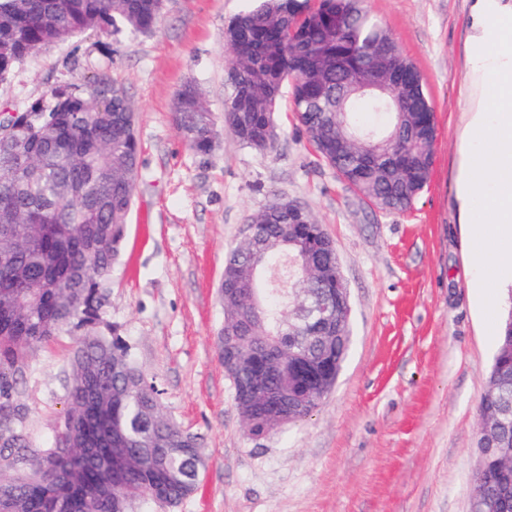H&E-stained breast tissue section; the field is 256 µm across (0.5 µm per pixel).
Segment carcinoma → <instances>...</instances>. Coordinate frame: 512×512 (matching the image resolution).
<instances>
[{"label":"carcinoma","instance_id":"cac0c4a2","mask_svg":"<svg viewBox=\"0 0 512 512\" xmlns=\"http://www.w3.org/2000/svg\"><path fill=\"white\" fill-rule=\"evenodd\" d=\"M161 0H0V81L30 54L88 30L121 22L147 32ZM229 53L224 127L258 152L274 147L285 85L292 111L315 155L348 188L384 213L407 210L434 163L436 118L422 75L390 29L363 0H255L224 25ZM372 60L409 81L376 96H350L336 111V85L351 84ZM88 88L59 89L49 106L18 110L0 141V499L11 512H150L191 496L204 460L201 437L162 411L161 390L136 366L105 303L134 202L140 148L123 86L99 75ZM173 121L182 141L208 153L216 119L199 89L186 84ZM407 107L400 112L398 108ZM250 240L229 253L218 346L251 436L296 425L319 404L323 375L306 380L302 363L336 366L342 342L313 337L299 306L336 296L334 245L305 209L276 200L249 216ZM78 337L63 389L65 429L79 449L56 442L29 451L32 437L19 385L34 349L57 336ZM288 408H260L270 395ZM512 402V295L480 408L495 415ZM484 458L474 480L498 479Z\"/></svg>","mask_w":512,"mask_h":512}]
</instances>
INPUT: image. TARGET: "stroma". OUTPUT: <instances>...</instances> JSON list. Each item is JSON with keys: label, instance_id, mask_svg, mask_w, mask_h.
<instances>
[{"label": "stroma", "instance_id": "stroma-1", "mask_svg": "<svg viewBox=\"0 0 512 512\" xmlns=\"http://www.w3.org/2000/svg\"><path fill=\"white\" fill-rule=\"evenodd\" d=\"M420 70L437 140L427 187L406 211L364 203L317 160L292 120L259 153L220 131L209 154L172 121L195 84L215 117L228 94L224 23L250 0H166L156 27L88 31L28 57L0 83V109L50 100L108 74L136 118L140 168L109 318L164 412L202 438L207 468L176 512H469L479 402L512 282L479 305L475 242L457 202L466 113L458 109L466 0H364ZM300 203L336 247L352 306V343L335 388L306 421L250 436L220 358L219 289L228 251L253 213ZM74 339L39 346L20 388L34 448L61 433L62 379Z\"/></svg>", "mask_w": 512, "mask_h": 512}]
</instances>
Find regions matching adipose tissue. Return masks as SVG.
Masks as SVG:
<instances>
[{
    "instance_id": "adipose-tissue-1",
    "label": "adipose tissue",
    "mask_w": 512,
    "mask_h": 512,
    "mask_svg": "<svg viewBox=\"0 0 512 512\" xmlns=\"http://www.w3.org/2000/svg\"><path fill=\"white\" fill-rule=\"evenodd\" d=\"M459 109L470 113L457 173L462 216L483 246L479 289L512 258V0H468Z\"/></svg>"
}]
</instances>
